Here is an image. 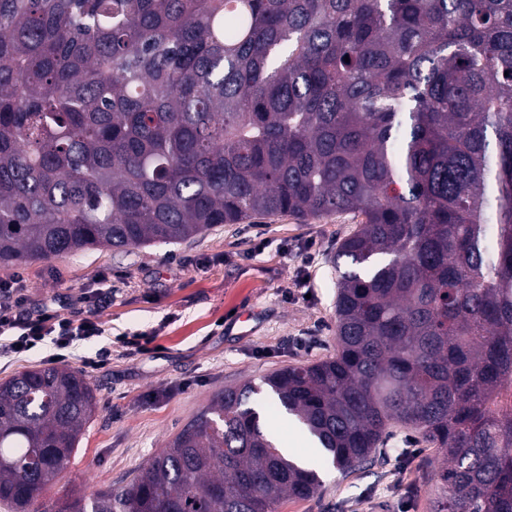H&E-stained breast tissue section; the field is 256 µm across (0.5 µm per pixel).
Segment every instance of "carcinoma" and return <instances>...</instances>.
I'll use <instances>...</instances> for the list:
<instances>
[{"label":"carcinoma","mask_w":512,"mask_h":512,"mask_svg":"<svg viewBox=\"0 0 512 512\" xmlns=\"http://www.w3.org/2000/svg\"><path fill=\"white\" fill-rule=\"evenodd\" d=\"M350 213L336 354L264 378L343 471L392 428L432 512H512V0H0V264ZM218 392L119 489L50 512H273L313 496ZM97 410L66 366L0 380V507L40 512Z\"/></svg>","instance_id":"carcinoma-1"}]
</instances>
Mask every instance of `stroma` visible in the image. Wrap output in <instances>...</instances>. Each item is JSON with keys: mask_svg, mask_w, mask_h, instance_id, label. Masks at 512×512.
<instances>
[{"mask_svg": "<svg viewBox=\"0 0 512 512\" xmlns=\"http://www.w3.org/2000/svg\"><path fill=\"white\" fill-rule=\"evenodd\" d=\"M355 227L348 214L261 217L180 243L0 266V280L23 277L29 306L48 303L64 316L81 289L108 278L116 290L99 302V320L116 339L154 338L145 353L116 342L111 362L88 373L98 409L65 471L43 493L44 506L85 488L127 485L224 387L334 354L331 258ZM299 273L307 277L302 288L292 285ZM271 430L322 481L313 497L282 501L275 512H430L436 451L405 430L395 441L410 448L408 466L390 461L353 472L337 469L293 418L274 419Z\"/></svg>", "mask_w": 512, "mask_h": 512, "instance_id": "1", "label": "stroma"}]
</instances>
